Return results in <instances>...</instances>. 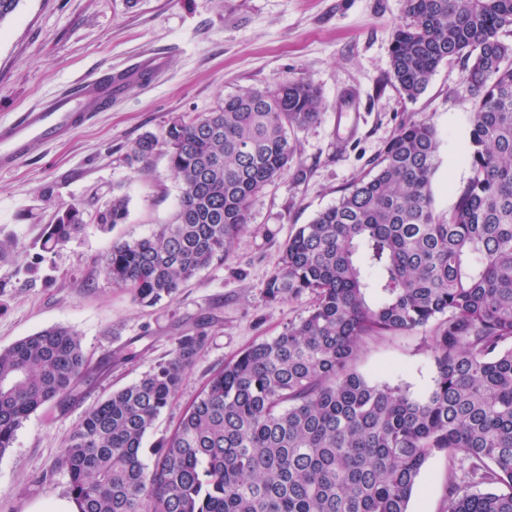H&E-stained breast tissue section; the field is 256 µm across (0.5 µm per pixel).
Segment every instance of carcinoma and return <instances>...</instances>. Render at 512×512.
Instances as JSON below:
<instances>
[{
  "label": "carcinoma",
  "instance_id": "1",
  "mask_svg": "<svg viewBox=\"0 0 512 512\" xmlns=\"http://www.w3.org/2000/svg\"><path fill=\"white\" fill-rule=\"evenodd\" d=\"M406 15L389 72L406 99L441 64L467 62L471 177L454 207L434 208L436 129L400 125L369 172L284 244L266 295L311 294L306 315L225 365L148 450L144 438L206 345L202 325L84 413L59 461L79 512H409L425 463L443 452L470 476L448 470V512H512V47L501 40L512 0H406ZM324 109L316 87L293 79L139 137L127 163L168 156L181 193L172 223L103 257L113 286L152 306L226 256L253 198L291 168L289 132ZM127 215L114 194L93 222ZM85 223L75 204L58 210L42 248L56 251ZM428 327L435 377L424 397L356 371L366 340ZM86 370L68 327L0 349V455L30 415L67 409Z\"/></svg>",
  "mask_w": 512,
  "mask_h": 512
}]
</instances>
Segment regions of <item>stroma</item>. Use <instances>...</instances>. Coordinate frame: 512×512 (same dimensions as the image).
<instances>
[{"mask_svg":"<svg viewBox=\"0 0 512 512\" xmlns=\"http://www.w3.org/2000/svg\"><path fill=\"white\" fill-rule=\"evenodd\" d=\"M406 19V0H19L0 23V123L12 121L75 81L166 52L149 87L129 83L123 100L97 113L68 139L32 146L17 167L0 171V349L52 326L79 335L88 377L67 410L45 407L0 456V512H35L68 496L58 466L86 410L170 358L186 325L199 322L207 343L144 444L168 436L211 377L253 344L282 333L312 303L304 295L274 303L265 282L289 235L334 205L367 172L400 124L431 122L439 135L434 205L445 213L471 171L472 99L465 64L439 66L426 90L407 100L388 78L390 42ZM306 78L326 109L292 134L288 173L251 203L249 227L224 260L213 262L174 299L152 307L114 287L101 259L113 242L170 223L180 182L165 155L138 171L124 160L145 133H160L171 113L209 112L225 96ZM128 197L125 223L87 224L59 252L42 248L57 210L93 214L113 193ZM429 333L368 340L355 362L369 380L415 395L433 386ZM447 454L425 464L410 512H446Z\"/></svg>","mask_w":512,"mask_h":512,"instance_id":"stroma-1","label":"stroma"}]
</instances>
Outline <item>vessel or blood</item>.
I'll return each mask as SVG.
<instances>
[{
    "label": "vessel or blood",
    "mask_w": 512,
    "mask_h": 512,
    "mask_svg": "<svg viewBox=\"0 0 512 512\" xmlns=\"http://www.w3.org/2000/svg\"><path fill=\"white\" fill-rule=\"evenodd\" d=\"M165 62L162 52L141 55L122 70L84 80L68 92L19 113L9 124H0V169L17 165L32 143H51L83 127L96 112L118 100L127 83H149L163 71Z\"/></svg>",
    "instance_id": "obj_1"
}]
</instances>
